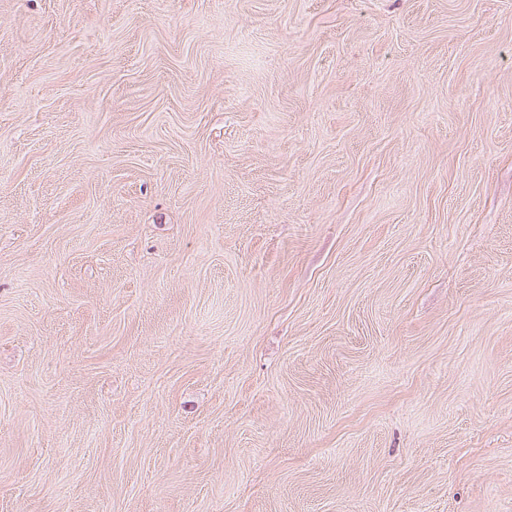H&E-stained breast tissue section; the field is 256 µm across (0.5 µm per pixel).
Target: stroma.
Wrapping results in <instances>:
<instances>
[{
    "label": "stroma",
    "mask_w": 512,
    "mask_h": 512,
    "mask_svg": "<svg viewBox=\"0 0 512 512\" xmlns=\"http://www.w3.org/2000/svg\"><path fill=\"white\" fill-rule=\"evenodd\" d=\"M0 512H512V0H0Z\"/></svg>",
    "instance_id": "obj_1"
}]
</instances>
